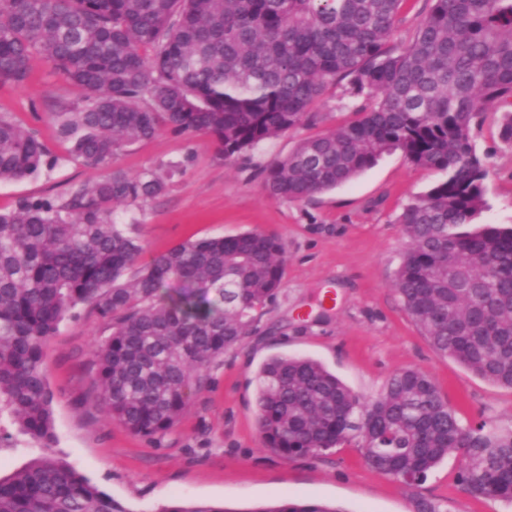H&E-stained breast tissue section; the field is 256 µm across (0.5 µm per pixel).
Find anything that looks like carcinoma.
<instances>
[{"label":"carcinoma","mask_w":512,"mask_h":512,"mask_svg":"<svg viewBox=\"0 0 512 512\" xmlns=\"http://www.w3.org/2000/svg\"><path fill=\"white\" fill-rule=\"evenodd\" d=\"M429 2L398 50L403 0H0V84L22 85L33 57L50 60L83 91L53 113L58 135L93 168L166 127L210 135L219 161L241 158L313 121L327 88L345 84V97L371 105L265 168V190L303 201L394 150L439 172L397 218L407 244L395 289L438 353L512 389V228L462 230L487 206L472 130L498 111L512 145V0ZM57 163L34 130L0 113V183ZM176 169L111 171L0 212V419L42 449L0 479V512H128L50 451L44 347L75 309L105 326L93 343L98 399L132 434L159 439L278 293L286 250L258 230L189 240L135 267L143 244L114 206L161 194ZM255 381L263 447L283 458L354 443L370 467L412 487L458 454L465 491L512 502V429L463 426L419 368L394 373L375 397L288 354L267 359ZM254 512L344 510L287 498Z\"/></svg>","instance_id":"obj_1"}]
</instances>
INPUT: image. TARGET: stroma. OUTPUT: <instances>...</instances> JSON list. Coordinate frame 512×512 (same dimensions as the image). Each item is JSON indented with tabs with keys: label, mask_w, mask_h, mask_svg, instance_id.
I'll return each mask as SVG.
<instances>
[{
	"label": "stroma",
	"mask_w": 512,
	"mask_h": 512,
	"mask_svg": "<svg viewBox=\"0 0 512 512\" xmlns=\"http://www.w3.org/2000/svg\"><path fill=\"white\" fill-rule=\"evenodd\" d=\"M81 96L38 56L24 85H0V113L35 130L59 158L52 171L0 184V211L22 198L58 196L71 184L98 177V169L70 158L50 118L60 104ZM314 110L316 125L293 128L232 162L215 159L210 136L167 129L113 162V169L130 175L170 161L184 164L168 178L164 193L115 208L116 220L131 225L142 241V262L189 239L255 229L284 243V276L255 330L210 369L208 386L190 396L178 425L158 441L129 433L95 401L91 342L100 323L86 313L61 323L45 351L54 451L128 512H156L175 501L254 512L289 497L344 512H421L426 502L445 503L448 512H512V504L463 491L453 455L425 483L407 488L366 464L353 444L290 459L262 445L254 377L265 360L280 354L318 359L366 396L377 395L391 373L417 367L432 377L463 425L486 419L512 428V390L439 355L394 287L406 244L397 217L438 180V172L394 151L350 183L308 200H277L266 193L264 168L287 157L300 140L352 118L341 107L337 86L327 89ZM472 135L490 162L487 207L479 221L510 226L512 146L500 141L492 113ZM329 288L335 292L331 302L323 299Z\"/></svg>",
	"instance_id": "1"
}]
</instances>
